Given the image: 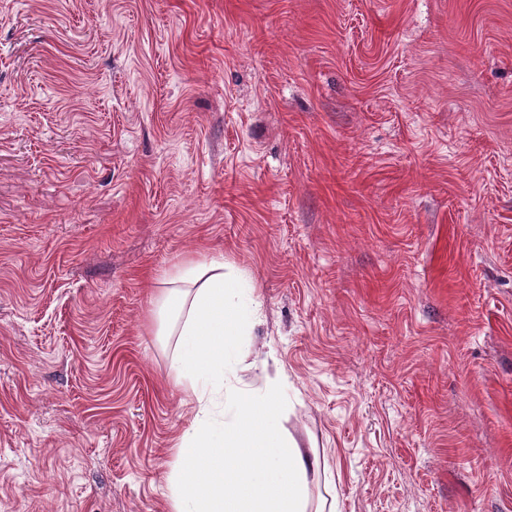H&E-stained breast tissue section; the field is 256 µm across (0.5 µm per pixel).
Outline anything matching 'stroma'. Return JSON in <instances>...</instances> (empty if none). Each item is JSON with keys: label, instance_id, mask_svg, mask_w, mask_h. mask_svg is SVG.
Segmentation results:
<instances>
[{"label": "stroma", "instance_id": "obj_1", "mask_svg": "<svg viewBox=\"0 0 512 512\" xmlns=\"http://www.w3.org/2000/svg\"><path fill=\"white\" fill-rule=\"evenodd\" d=\"M191 257L336 512H512V0H0V512H170Z\"/></svg>", "mask_w": 512, "mask_h": 512}]
</instances>
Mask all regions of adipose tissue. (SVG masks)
Wrapping results in <instances>:
<instances>
[{
  "mask_svg": "<svg viewBox=\"0 0 512 512\" xmlns=\"http://www.w3.org/2000/svg\"><path fill=\"white\" fill-rule=\"evenodd\" d=\"M236 280L223 261L191 260L165 278L154 302L158 335L182 339L171 372L193 410L176 443L171 512H333L316 452L278 428L280 378L250 388L230 380L224 357L243 327Z\"/></svg>",
  "mask_w": 512,
  "mask_h": 512,
  "instance_id": "obj_1",
  "label": "adipose tissue"
}]
</instances>
